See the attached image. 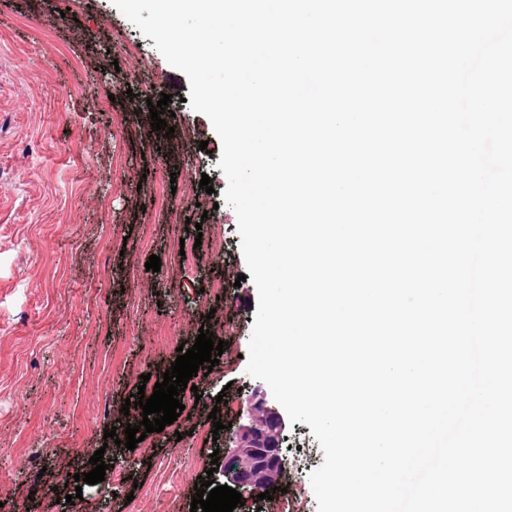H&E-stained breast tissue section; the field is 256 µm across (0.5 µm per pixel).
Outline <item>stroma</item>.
I'll use <instances>...</instances> for the list:
<instances>
[{
  "mask_svg": "<svg viewBox=\"0 0 512 512\" xmlns=\"http://www.w3.org/2000/svg\"><path fill=\"white\" fill-rule=\"evenodd\" d=\"M112 72L125 90L111 98ZM167 81L186 146L166 162L144 101ZM189 95L187 76L111 0L63 15L51 0H0V491L26 512H190L217 448L209 414L234 421L254 383L258 292L223 197L221 140ZM153 255L160 271L145 268ZM203 329L229 347L194 373L199 402L134 450L105 444L142 375L159 382ZM99 449L104 481L77 485ZM283 453V491L234 512H317L310 475L324 453L308 424L288 427Z\"/></svg>",
  "mask_w": 512,
  "mask_h": 512,
  "instance_id": "35a3bbf8",
  "label": "stroma"
}]
</instances>
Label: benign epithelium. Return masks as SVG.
I'll use <instances>...</instances> for the list:
<instances>
[{"label": "benign epithelium", "instance_id": "obj_1", "mask_svg": "<svg viewBox=\"0 0 512 512\" xmlns=\"http://www.w3.org/2000/svg\"><path fill=\"white\" fill-rule=\"evenodd\" d=\"M288 418L260 384L249 388L237 407L236 423L224 436V484L249 495L276 486L285 470L282 443Z\"/></svg>", "mask_w": 512, "mask_h": 512}]
</instances>
